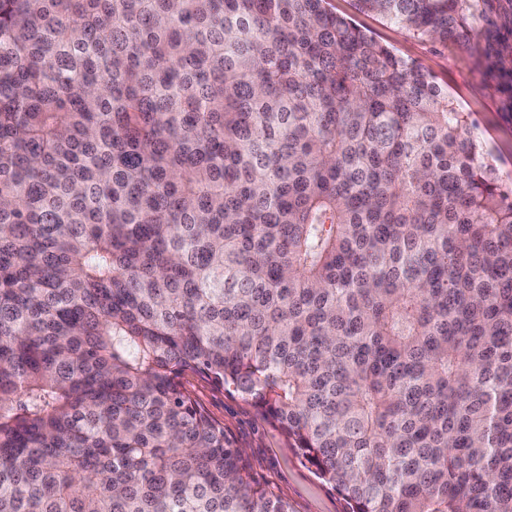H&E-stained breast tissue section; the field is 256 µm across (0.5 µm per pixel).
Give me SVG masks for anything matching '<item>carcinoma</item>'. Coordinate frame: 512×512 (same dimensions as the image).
<instances>
[{
    "label": "carcinoma",
    "mask_w": 512,
    "mask_h": 512,
    "mask_svg": "<svg viewBox=\"0 0 512 512\" xmlns=\"http://www.w3.org/2000/svg\"><path fill=\"white\" fill-rule=\"evenodd\" d=\"M188 375L349 512H512V190L329 0H0V512H290Z\"/></svg>",
    "instance_id": "1"
}]
</instances>
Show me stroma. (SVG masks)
<instances>
[{
  "label": "stroma",
  "instance_id": "stroma-1",
  "mask_svg": "<svg viewBox=\"0 0 512 512\" xmlns=\"http://www.w3.org/2000/svg\"><path fill=\"white\" fill-rule=\"evenodd\" d=\"M465 38L440 43L414 37L357 0H331L346 17L399 56L430 71L450 98L468 112L474 135L512 186V0H470ZM185 388L224 425L225 437L266 491L288 501L292 512H345L342 495L322 481L251 400L189 375Z\"/></svg>",
  "mask_w": 512,
  "mask_h": 512
}]
</instances>
